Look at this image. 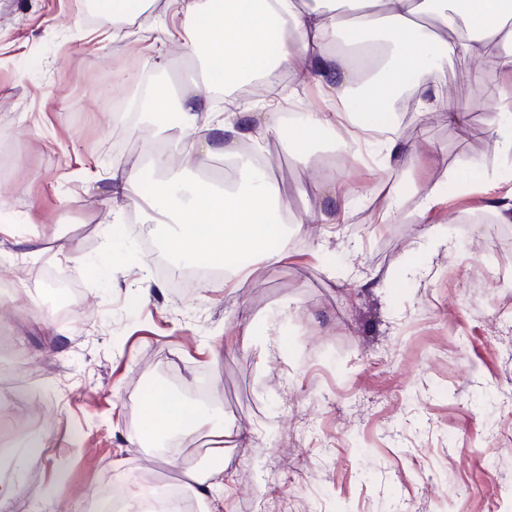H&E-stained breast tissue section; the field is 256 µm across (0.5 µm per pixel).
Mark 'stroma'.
<instances>
[{
  "mask_svg": "<svg viewBox=\"0 0 512 512\" xmlns=\"http://www.w3.org/2000/svg\"><path fill=\"white\" fill-rule=\"evenodd\" d=\"M85 0H0V211L18 223L0 239V422L37 401L50 449L0 451V481L29 512L49 497L84 508L108 494L174 482L189 500L190 473L210 465L206 440L173 432L140 447L141 403L162 385L203 416L239 429L224 452L222 512H512V234L501 236L490 196L512 188V157L486 119L491 84L448 79L468 117L466 134L397 111L400 92L376 107L421 153L419 164L373 166L366 155L326 167L334 135L299 163L285 140L264 144L280 215L303 220L280 266L228 288L212 277L170 283L186 262L164 246L171 225L127 203L122 223L85 189L113 168L137 171L159 140L138 113L109 102L134 96L128 73L148 66L161 24L112 39ZM332 175L354 196L336 228L315 222L313 184ZM447 204L428 229L421 191ZM401 207L378 223L385 195ZM75 239L65 259L25 253L21 239ZM388 279L366 288L368 278ZM33 298V318L19 306ZM291 314H283V307ZM254 317L249 348L241 310ZM277 336L268 339L266 327Z\"/></svg>",
  "mask_w": 512,
  "mask_h": 512,
  "instance_id": "35a3bbf8",
  "label": "stroma"
}]
</instances>
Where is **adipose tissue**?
<instances>
[{"mask_svg": "<svg viewBox=\"0 0 512 512\" xmlns=\"http://www.w3.org/2000/svg\"><path fill=\"white\" fill-rule=\"evenodd\" d=\"M357 10V18L346 9ZM166 44L157 48L154 67H163L169 47L188 54L205 46L201 82L141 96L138 111L158 120L165 112L180 113L177 133L159 124L165 142L147 166L158 173L152 206L179 224L171 239L173 250L212 264L231 253L257 252L260 262L276 267L289 256L287 236L267 244L268 216L279 195L278 185L258 163L250 146L259 139L286 138L300 145V158L321 136L351 125V105L369 106L380 94L401 87L410 74L423 75L415 93L424 114L464 127L465 114L455 105L437 109L448 63L462 45L460 30L494 38H512V0H165ZM278 50H271L272 38ZM266 60L269 72L287 71L310 84L321 105L303 111V94L259 93L248 98L228 93L223 112L201 94V83L211 82L214 69L224 72L225 87L249 80L257 60ZM215 117L205 134H198L201 113ZM290 122H283V114ZM373 154L379 164L393 168L414 164L419 156L392 127L373 136ZM230 157L237 163L238 188L223 189L194 180L201 157ZM197 411L157 386L142 403L141 438L179 431L199 432ZM233 430L224 424L208 431L213 446L212 466L199 480L201 501L215 499L224 486V444Z\"/></svg>", "mask_w": 512, "mask_h": 512, "instance_id": "1", "label": "adipose tissue"}]
</instances>
